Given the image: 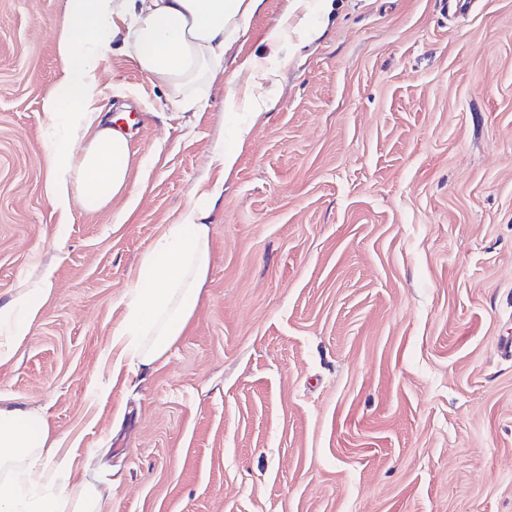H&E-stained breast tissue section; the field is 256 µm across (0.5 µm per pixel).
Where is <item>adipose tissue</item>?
<instances>
[{
	"instance_id": "adipose-tissue-1",
	"label": "adipose tissue",
	"mask_w": 512,
	"mask_h": 512,
	"mask_svg": "<svg viewBox=\"0 0 512 512\" xmlns=\"http://www.w3.org/2000/svg\"><path fill=\"white\" fill-rule=\"evenodd\" d=\"M63 2L60 67L42 112L63 131L47 156V194L65 219L76 207L104 209L128 188L129 134L98 101L107 48L123 44L145 77L186 112L196 104L193 87L218 77L229 36L247 31L264 0ZM77 139L84 142L78 150L71 146ZM220 196L216 189L186 205L133 271L124 316L112 328L113 371L154 369L184 335L209 272L208 219ZM38 422L32 412L0 408V469L12 473L0 481V512H102L93 485L60 480L61 443Z\"/></svg>"
}]
</instances>
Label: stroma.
I'll return each mask as SVG.
<instances>
[{
	"instance_id": "obj_1",
	"label": "stroma",
	"mask_w": 512,
	"mask_h": 512,
	"mask_svg": "<svg viewBox=\"0 0 512 512\" xmlns=\"http://www.w3.org/2000/svg\"><path fill=\"white\" fill-rule=\"evenodd\" d=\"M62 5L0 0V307L53 272L0 407L63 439V478L105 512H512V0H264L225 57L275 70L257 118L223 81L180 111L112 45L128 193L65 221L41 110ZM217 185L184 335L113 377L131 272Z\"/></svg>"
}]
</instances>
